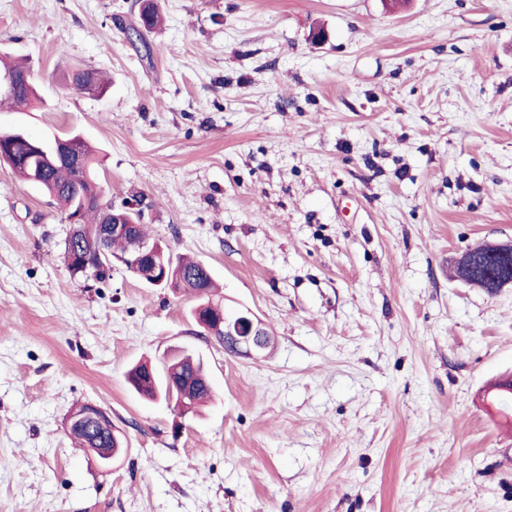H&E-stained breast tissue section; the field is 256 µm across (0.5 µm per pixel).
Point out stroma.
<instances>
[{
	"label": "stroma",
	"mask_w": 512,
	"mask_h": 512,
	"mask_svg": "<svg viewBox=\"0 0 512 512\" xmlns=\"http://www.w3.org/2000/svg\"><path fill=\"white\" fill-rule=\"evenodd\" d=\"M0 0V51L44 100L0 128L81 135L114 205L204 263L259 359L202 336L188 292L121 264L71 277L53 199L0 165V512H512V287L452 273L512 240V0ZM323 40H314V31ZM108 72L101 97L66 88ZM181 415L126 380L179 349ZM125 435L112 468L73 407ZM457 275L459 278H461L467 284L476 286L479 288H484L485 290H487L490 293H493L500 288H505L506 286H510V287L512 286V278L504 279V280H502V282L488 283L485 281H480L477 278L473 277L470 274L468 255L466 253L463 255V257L459 261V264L457 266ZM141 363L129 370V381L133 388L149 399L158 396L167 398V389L170 397L182 396L179 388L171 380L179 381L184 390L183 399L174 398L183 414L194 413L196 408L210 398L211 385L203 370L200 361L194 360L190 355L181 354L166 362L161 371ZM170 383V386H169ZM169 386V388H168ZM185 406L187 409H185ZM107 427L110 432V440L109 436H103L101 432L96 436H92L89 434L91 433L89 430L85 432L84 430L75 429L68 434L77 447L92 448V453L98 457L102 464H109L124 452L127 444L116 434L118 430L112 427V420H110V424H108ZM96 437H99V439L94 442ZM113 442L114 448L111 447Z\"/></svg>",
	"instance_id": "1"
}]
</instances>
